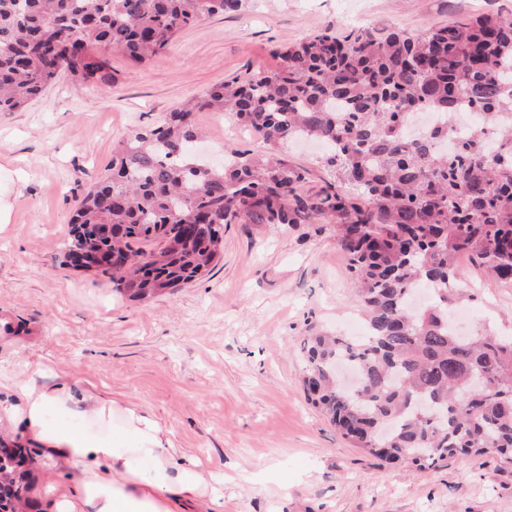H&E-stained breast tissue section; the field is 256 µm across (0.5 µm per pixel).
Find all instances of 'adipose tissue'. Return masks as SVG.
<instances>
[{"mask_svg":"<svg viewBox=\"0 0 512 512\" xmlns=\"http://www.w3.org/2000/svg\"><path fill=\"white\" fill-rule=\"evenodd\" d=\"M0 420L44 456L74 465L75 483L57 490V512H213L210 474L180 453L170 431L61 377L50 390L15 384Z\"/></svg>","mask_w":512,"mask_h":512,"instance_id":"adipose-tissue-1","label":"adipose tissue"}]
</instances>
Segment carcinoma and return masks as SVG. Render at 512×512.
I'll return each instance as SVG.
<instances>
[{"label": "carcinoma", "instance_id": "cac0c4a2", "mask_svg": "<svg viewBox=\"0 0 512 512\" xmlns=\"http://www.w3.org/2000/svg\"><path fill=\"white\" fill-rule=\"evenodd\" d=\"M242 0H0V112H16L60 76L107 83L97 47L142 63L200 18ZM279 68L233 77L175 107L112 151L70 220L65 259L118 253L104 268L135 299L172 292L219 264L226 224H336L367 333L310 336L307 401L354 447L422 469L458 454L512 462V337L448 329L458 258L512 284V16L451 20L378 36L324 29L278 51ZM232 112L266 146L232 150L224 165L192 150L195 113ZM443 120L412 142L407 118ZM478 112L455 136L448 117ZM312 137L323 163L357 197L330 184L314 197L286 154ZM118 229L112 237L103 225ZM340 365L360 378L337 381Z\"/></svg>", "mask_w": 512, "mask_h": 512}]
</instances>
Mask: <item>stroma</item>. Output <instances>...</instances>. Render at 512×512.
Masks as SVG:
<instances>
[{"label":"stroma","instance_id":"1","mask_svg":"<svg viewBox=\"0 0 512 512\" xmlns=\"http://www.w3.org/2000/svg\"><path fill=\"white\" fill-rule=\"evenodd\" d=\"M484 13L512 14V0H243L143 63L100 50L111 84L65 76L0 113V372L43 390L64 374L139 406L223 478L215 512H512V463L460 455L421 470L389 466L307 402L304 338L362 332L333 225H225L214 276L143 301L62 263L72 212L110 169L113 147L186 98L278 68V49L324 28L416 33ZM196 123L207 145L264 149L232 113L205 110ZM288 157L304 193L333 181L317 145L296 144ZM457 280L469 296L462 330L512 336V284L466 256ZM29 450L28 495L50 512L47 485L79 472Z\"/></svg>","mask_w":512,"mask_h":512}]
</instances>
